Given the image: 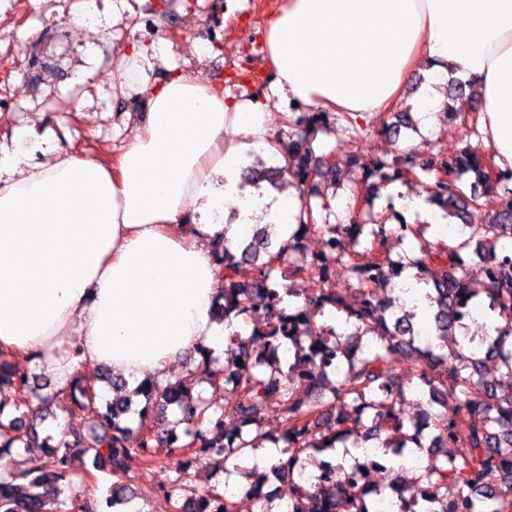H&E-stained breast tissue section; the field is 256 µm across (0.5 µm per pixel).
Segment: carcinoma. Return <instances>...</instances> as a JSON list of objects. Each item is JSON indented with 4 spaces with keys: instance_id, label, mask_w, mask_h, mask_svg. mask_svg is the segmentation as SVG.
I'll return each mask as SVG.
<instances>
[{
    "instance_id": "1",
    "label": "carcinoma",
    "mask_w": 512,
    "mask_h": 512,
    "mask_svg": "<svg viewBox=\"0 0 512 512\" xmlns=\"http://www.w3.org/2000/svg\"><path fill=\"white\" fill-rule=\"evenodd\" d=\"M329 113L301 112L292 120L295 139L282 150L284 164L279 167L251 169L245 179L251 183L266 181L276 186L289 174L307 187L301 199L306 219L297 225L288 247L268 250V235L258 228L239 254L223 251L217 254L224 266V288L219 310L224 323L232 325L240 319L251 326L248 336L227 337L232 351L221 369L212 368L210 351L201 350L199 366L207 373L212 393L222 384H232L234 405L229 414L217 415V399L193 396L182 380L160 387L143 381L136 393L158 408L174 407L176 414L166 420L164 429L154 433L132 429L121 417L129 409L121 396L98 401L94 386L81 384L77 378L70 389L80 388L81 408L91 416L97 432L88 438L65 437L52 445V436L44 438L46 461L18 473L0 475V512H65L67 501L62 494L71 489L70 463L73 457L89 456L98 470H107L118 481L112 483L100 507H79L77 512H123L132 501V487L124 482L133 465L152 466L167 459L182 464L189 450L197 449L215 456L218 468H224L227 455L246 448L262 447L268 436L261 432L266 410L272 403L282 406L285 419L275 443L283 444L279 462L271 470L288 477V512H369L367 498L387 497V491L400 494L403 477L375 489L364 482L363 465L350 468L326 463L324 478L293 479L295 465L303 456L343 447H359L354 435L363 429L366 438L379 441V447L397 454L411 445L431 448L429 464L415 478L418 494L404 501L402 512H512V348L505 339L512 336V251L497 248L500 241L512 240V197L493 214L487 224L467 225L468 237L460 247L440 246L424 237L429 225L400 222L392 228L383 220L378 224H320L313 199L321 196L315 182L318 177L331 181L342 166L362 170L369 183L370 194L376 195L394 182L419 183L437 204L445 217L466 222L469 208L495 186L512 181V170L502 172L493 160L477 153L470 145L456 151L455 156L436 161L412 151L403 164L376 161H338L322 167L312 153L310 137L327 127ZM414 125L409 112L395 115V121L381 123V134H400ZM474 176V183L484 192L460 186L463 175ZM397 234L402 242L409 237L419 241L417 256L403 263L381 256L387 238ZM319 238L322 248L312 254L302 249V241ZM357 242L364 237L369 243L361 257L347 255L341 239ZM474 247L489 267L484 278L474 280L463 269L459 248ZM294 256L288 265L290 275L310 279V293L304 305L291 307L287 298L300 296L297 288H284L273 279V272L284 262L285 254ZM350 266L357 279V295L361 305L354 309L346 299L330 287L336 265ZM407 267L417 270V277L431 286L426 294L434 307V334L420 346L419 331L413 320L416 312L404 306L394 307L379 296V290L390 287L392 280ZM488 300V309L502 325L496 335H486L492 359L499 375L488 377L482 372L483 361L471 350L458 345L448 348V337L464 331L459 310L479 296ZM336 310L356 319V331L342 334L336 327L317 323L314 313ZM378 336L370 343L367 333ZM412 359L404 375L395 372L394 357ZM454 366L448 367V357ZM345 360L335 386L328 387L329 369ZM418 380L426 395V410L421 423L408 420L402 409L408 401L407 389ZM308 383L312 391H330V396L311 403L296 395L293 387ZM13 387L14 410L19 415L0 421V460L11 456L17 431L27 428L38 437L32 410L33 400L55 401L66 388L44 396L31 385L29 377L16 372L6 357L0 358V384ZM247 493L261 501L260 512H271L269 495L264 493L267 474L258 467L240 472ZM457 488L456 502L448 504V483ZM176 512H235L236 502L214 489L191 490L176 479L164 492Z\"/></svg>"
}]
</instances>
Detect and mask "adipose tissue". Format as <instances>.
<instances>
[{
  "instance_id": "ef3b65f1",
  "label": "adipose tissue",
  "mask_w": 512,
  "mask_h": 512,
  "mask_svg": "<svg viewBox=\"0 0 512 512\" xmlns=\"http://www.w3.org/2000/svg\"><path fill=\"white\" fill-rule=\"evenodd\" d=\"M262 51L274 95L354 120L405 100L424 73L409 102L427 135L446 117L448 78H463L496 166L512 169V0H277ZM115 72L149 104L116 160L48 143L31 163L28 127L0 150V352L37 356L61 386L75 346L132 389L146 373L167 381L198 347L224 348L212 241L236 248L261 224L284 244L300 222L298 190L239 187L250 153L275 132L260 102L178 71L151 82L134 49Z\"/></svg>"
}]
</instances>
